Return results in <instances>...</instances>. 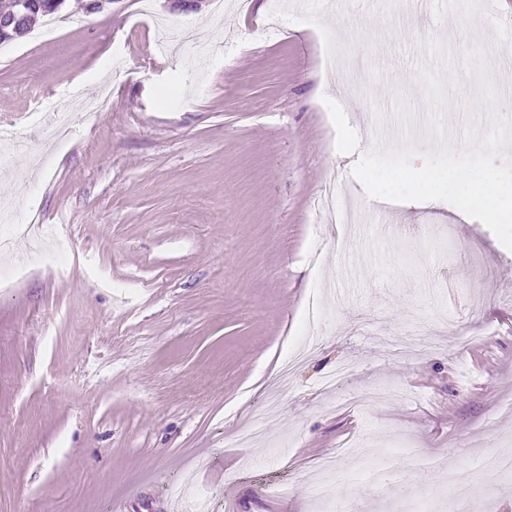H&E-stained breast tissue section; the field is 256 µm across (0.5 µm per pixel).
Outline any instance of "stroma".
<instances>
[{"label":"stroma","instance_id":"obj_1","mask_svg":"<svg viewBox=\"0 0 512 512\" xmlns=\"http://www.w3.org/2000/svg\"><path fill=\"white\" fill-rule=\"evenodd\" d=\"M270 6L68 0L58 42L0 46V125L24 145L0 202L68 217L73 240L0 253V512H329L327 457L361 512H512V473L469 481L512 455V251L351 174L512 124V0H281L275 30ZM162 24L196 37L167 62ZM331 47L349 68L328 71ZM74 87L110 106L57 146L35 115ZM332 169L346 226L317 214ZM356 443L394 455L388 483L344 456Z\"/></svg>","mask_w":512,"mask_h":512}]
</instances>
